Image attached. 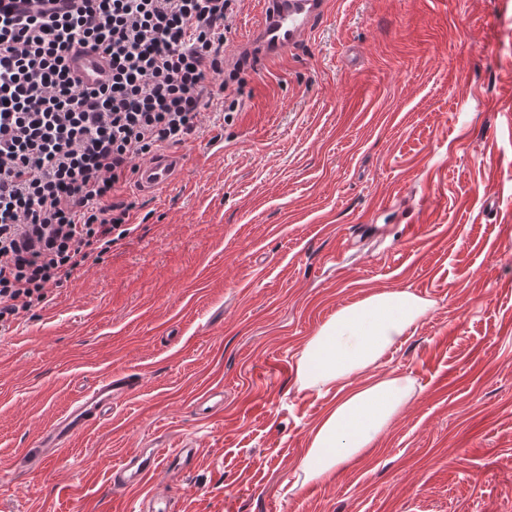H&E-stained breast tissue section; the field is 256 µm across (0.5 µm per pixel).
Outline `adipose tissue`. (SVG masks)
<instances>
[{"label":"adipose tissue","instance_id":"ef3b65f1","mask_svg":"<svg viewBox=\"0 0 512 512\" xmlns=\"http://www.w3.org/2000/svg\"><path fill=\"white\" fill-rule=\"evenodd\" d=\"M430 301L407 289L376 292L340 308L303 347L301 389L334 390L335 401L310 431L294 473L301 483L322 482L364 453L403 411L413 391L408 377L369 378L405 334L428 312Z\"/></svg>","mask_w":512,"mask_h":512}]
</instances>
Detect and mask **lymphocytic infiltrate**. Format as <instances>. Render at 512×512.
I'll return each instance as SVG.
<instances>
[{
    "label": "lymphocytic infiltrate",
    "mask_w": 512,
    "mask_h": 512,
    "mask_svg": "<svg viewBox=\"0 0 512 512\" xmlns=\"http://www.w3.org/2000/svg\"><path fill=\"white\" fill-rule=\"evenodd\" d=\"M0 11V327L47 304L133 229L119 192L144 160L237 111L246 58L228 60L242 0H73ZM102 51L109 79L72 78L73 44Z\"/></svg>",
    "instance_id": "lymphocytic-infiltrate-1"
}]
</instances>
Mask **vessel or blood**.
Here are the masks:
<instances>
[{
    "instance_id": "b4317fda",
    "label": "vessel or blood",
    "mask_w": 512,
    "mask_h": 512,
    "mask_svg": "<svg viewBox=\"0 0 512 512\" xmlns=\"http://www.w3.org/2000/svg\"><path fill=\"white\" fill-rule=\"evenodd\" d=\"M330 0H263L260 21L245 46L246 51L268 62L289 49L302 44L315 25L326 16ZM70 73L83 85L93 87L104 78L108 67L104 54L81 46L74 47L68 57ZM183 161L182 155L160 154L135 173L137 185L145 191L168 186ZM134 375L110 373L100 377L82 395L39 434L28 459L34 466L61 456L78 436L91 425L103 421L112 408L125 399L136 387ZM196 448L177 444L165 450L154 448L133 451L113 471V484L121 489L139 487L155 477L160 461H167L168 470L180 475L199 460ZM141 512H175L171 497L154 491L145 493L139 503Z\"/></svg>"
}]
</instances>
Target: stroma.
<instances>
[{
    "mask_svg": "<svg viewBox=\"0 0 512 512\" xmlns=\"http://www.w3.org/2000/svg\"><path fill=\"white\" fill-rule=\"evenodd\" d=\"M244 78L171 186L123 187L139 226L0 331V512H137L113 467L178 440L203 456L152 487L182 512H512V0H332ZM399 289L434 306L375 372L415 395L328 482L295 485L335 398L299 390L303 346ZM113 372L135 392L29 469Z\"/></svg>",
    "mask_w": 512,
    "mask_h": 512,
    "instance_id": "35a3bbf8",
    "label": "stroma"
}]
</instances>
